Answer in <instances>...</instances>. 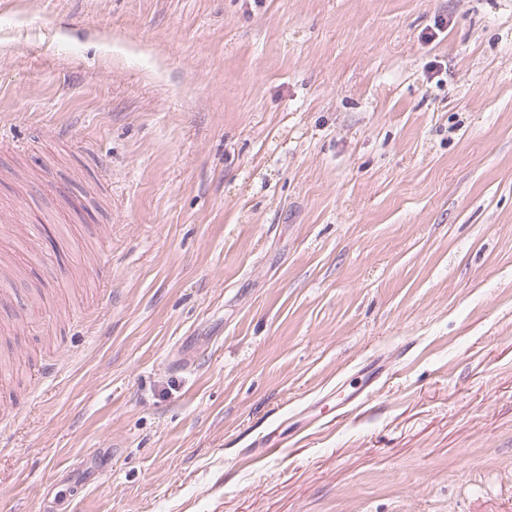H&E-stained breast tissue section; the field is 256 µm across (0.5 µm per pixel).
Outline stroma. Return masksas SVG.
I'll return each mask as SVG.
<instances>
[{"label":"stroma","mask_w":512,"mask_h":512,"mask_svg":"<svg viewBox=\"0 0 512 512\" xmlns=\"http://www.w3.org/2000/svg\"><path fill=\"white\" fill-rule=\"evenodd\" d=\"M0 257V512H512V0H0Z\"/></svg>","instance_id":"1"}]
</instances>
